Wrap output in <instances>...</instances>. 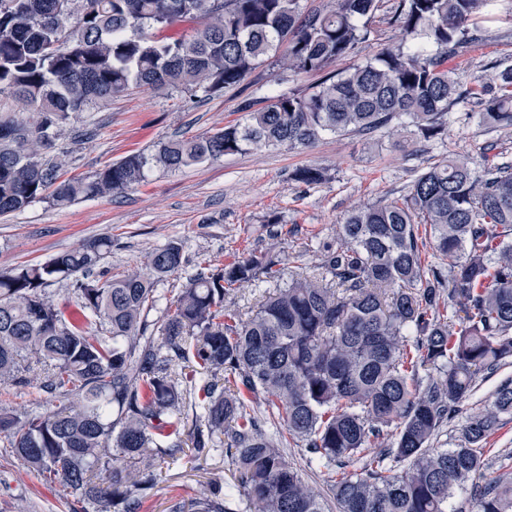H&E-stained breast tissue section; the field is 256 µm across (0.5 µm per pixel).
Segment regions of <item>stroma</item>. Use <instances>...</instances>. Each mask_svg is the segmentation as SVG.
I'll list each match as a JSON object with an SVG mask.
<instances>
[{
    "instance_id": "stroma-1",
    "label": "stroma",
    "mask_w": 512,
    "mask_h": 512,
    "mask_svg": "<svg viewBox=\"0 0 512 512\" xmlns=\"http://www.w3.org/2000/svg\"><path fill=\"white\" fill-rule=\"evenodd\" d=\"M398 0H383L369 41L332 68L357 66L382 48L404 42L389 19ZM474 40L454 60L461 88L481 75L512 66V0L493 5L470 25ZM315 75H293L269 59L234 90L189 96L142 88L115 95L111 102L72 113L49 155L64 160L69 176H90L104 166L176 135L203 134L242 121L243 101L304 90ZM472 99L455 105L442 138L400 137L391 128L365 134L324 135L309 148H253L175 172L155 170L121 195L82 200L66 208L48 201L0 216V272L39 264L100 236L112 239L101 262L108 276L143 267L152 249L175 240L182 244L187 271L158 285L164 301L177 297L188 271L214 268L243 248L280 255L286 272L314 273L320 243H336L337 226L351 210L383 197L404 194L434 163L465 155L475 164L512 163V131H491L479 120ZM301 166L322 169L324 180L306 185L292 180ZM281 234L271 236L269 221ZM512 380V366L478 380L475 394L444 424L434 447H454L465 418L490 404L499 385ZM214 480L234 491L240 474L231 454L196 458L186 452L162 461L156 486L141 512H171L191 502ZM0 512H72L62 486L48 487L0 443Z\"/></svg>"
}]
</instances>
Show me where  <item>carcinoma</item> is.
Listing matches in <instances>:
<instances>
[{
  "label": "carcinoma",
  "mask_w": 512,
  "mask_h": 512,
  "mask_svg": "<svg viewBox=\"0 0 512 512\" xmlns=\"http://www.w3.org/2000/svg\"><path fill=\"white\" fill-rule=\"evenodd\" d=\"M491 2L399 0L393 22L426 42L384 48L304 93L247 106L232 126L65 178L46 152L71 113L142 87L230 90L282 47L285 69L318 73L369 39L382 0L311 11L301 0H0V94L31 114L0 115V215L36 200L66 207L121 194L154 168L311 147L325 133L395 122L429 140L467 97L481 101L486 128L512 129V67L462 89L451 65ZM188 17L200 21L192 37L165 35ZM292 179L315 184L323 172L300 167ZM339 229L343 244L318 248L312 276L285 280L279 256L257 249L198 269L166 309L159 343L147 317L158 283L186 264L176 241L154 249L146 271L118 279L94 277L108 236L1 272L0 385L28 384L40 365L53 402L0 407V439L83 512H139L158 461L186 448L206 456L221 443L242 470L248 512H448L469 485L476 512H512V476L489 473L485 455L512 415V382L467 417L456 447H431L478 376L512 364V164L478 169L450 157ZM428 242L445 264L426 262ZM77 274L83 318L70 321L44 288ZM245 284L268 288L246 316L232 302ZM90 321L105 333L90 332ZM292 444L334 475L330 499L288 461ZM231 497L214 481L173 512H232Z\"/></svg>",
  "instance_id": "obj_1"
}]
</instances>
